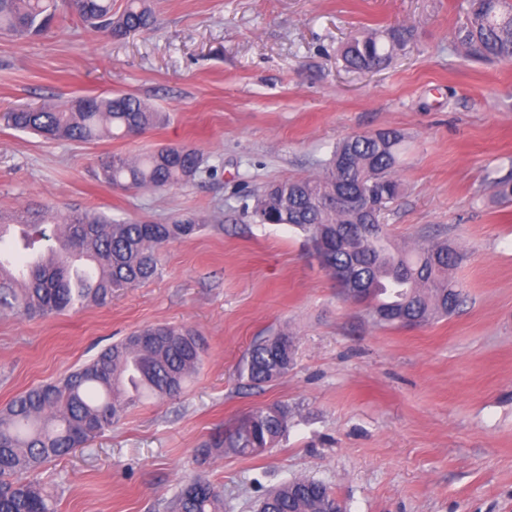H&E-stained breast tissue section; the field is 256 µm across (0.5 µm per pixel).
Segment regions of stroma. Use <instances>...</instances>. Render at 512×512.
I'll use <instances>...</instances> for the list:
<instances>
[{"label": "stroma", "instance_id": "stroma-1", "mask_svg": "<svg viewBox=\"0 0 512 512\" xmlns=\"http://www.w3.org/2000/svg\"><path fill=\"white\" fill-rule=\"evenodd\" d=\"M462 0H147L155 23L127 37L67 13L38 36L0 35V114L133 94L168 120L137 138L89 143L19 132L0 118V217L45 213L49 230L97 211L117 221H210L157 253L159 274L105 306L40 318L0 310V409L63 378L131 332L196 330L207 353L182 394L131 409L37 480L56 512H166L201 477L226 512H253L286 479L328 482L345 512H512V61L460 57ZM409 27L381 68L345 69L364 31ZM404 136L392 246L420 239L463 254L449 270L460 310L419 326L381 325L347 300L303 234L258 224L245 207L270 182L318 173L339 141ZM188 146L191 181L122 191L96 179L99 158ZM279 332L295 364L262 388L238 367ZM288 407V430L251 457L207 456L250 410Z\"/></svg>", "mask_w": 512, "mask_h": 512}]
</instances>
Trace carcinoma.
Listing matches in <instances>:
<instances>
[{
  "mask_svg": "<svg viewBox=\"0 0 512 512\" xmlns=\"http://www.w3.org/2000/svg\"><path fill=\"white\" fill-rule=\"evenodd\" d=\"M66 10L94 30L129 35L149 29L154 17L143 0H127L113 18L112 0H64ZM58 0H0V34L29 37L55 18ZM411 30H370L341 49L355 71L382 67L404 48ZM455 49L466 58L512 60V0H475L463 9L454 31ZM14 129L45 137L90 142L105 132L131 138L161 124L164 115L132 94L79 96L64 109L27 106L5 113ZM402 136L379 130L336 144L321 175L271 182L253 193L250 216L261 224H287L303 232L333 275L345 298L358 294L376 322L421 325L453 314L462 304L448 269L462 255L446 245L424 241L412 250H392L384 220L400 196L396 177ZM199 153L166 146L128 160L101 162L100 181L124 190L165 189L195 178ZM368 192L370 210L354 211L339 198ZM205 220L184 214L166 224L115 222L103 213L74 214L60 246L26 264L21 277L0 266V308L27 317L75 306H103L117 288L158 275L157 251L192 237ZM42 211L20 225L24 249L45 238ZM204 354L201 336L191 328L156 325L139 330L100 351L62 379L30 389L0 410V512H55L41 484L25 476L64 457L147 400L180 396ZM294 349L286 333L261 338L248 349L239 377L253 386L283 377L293 368ZM288 429V408L260 406L207 445L205 452L260 454ZM261 512H336V495L323 481L294 478L281 482L259 503ZM168 512H224V487L194 480L179 487Z\"/></svg>",
  "mask_w": 512,
  "mask_h": 512,
  "instance_id": "obj_1",
  "label": "carcinoma"
}]
</instances>
